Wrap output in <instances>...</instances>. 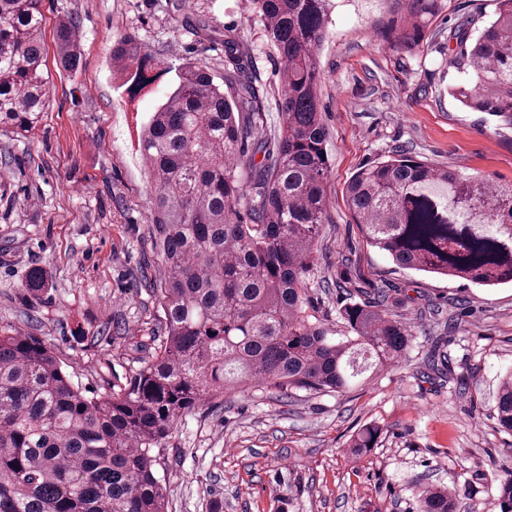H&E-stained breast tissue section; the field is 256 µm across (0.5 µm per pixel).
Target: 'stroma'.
Listing matches in <instances>:
<instances>
[{
  "instance_id": "35a3bbf8",
  "label": "stroma",
  "mask_w": 512,
  "mask_h": 512,
  "mask_svg": "<svg viewBox=\"0 0 512 512\" xmlns=\"http://www.w3.org/2000/svg\"><path fill=\"white\" fill-rule=\"evenodd\" d=\"M497 0H435L417 46L394 44L409 0H336L319 53L329 202L309 296L331 335L350 286L395 297L413 334L405 360L344 392L281 391L262 382L204 404L165 440L156 472L169 512H416L423 487L457 495L458 512H495L512 471V434L493 413L512 369V285L485 287L418 272L367 245L346 187L363 165L410 153L439 167L512 184V126L451 95L465 81L449 34L480 31ZM42 73L50 101L33 134L0 129V330L50 346L90 396L123 387L165 340L166 267L138 151L143 126L188 61L224 81L234 40L281 118L282 65L246 0H44ZM76 25L80 58L61 67L56 28ZM135 37L170 73L129 98L112 45ZM50 275L40 296L23 283ZM381 429L351 455L363 426Z\"/></svg>"
}]
</instances>
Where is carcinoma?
Instances as JSON below:
<instances>
[{"instance_id": "1", "label": "carcinoma", "mask_w": 512, "mask_h": 512, "mask_svg": "<svg viewBox=\"0 0 512 512\" xmlns=\"http://www.w3.org/2000/svg\"><path fill=\"white\" fill-rule=\"evenodd\" d=\"M43 0H0V125L29 133L49 101L42 62ZM432 0H411L398 46L418 41ZM282 63V124L260 162L244 140L264 126L261 88L232 40L224 84L188 63L145 126L139 150L152 179L151 209L167 267L166 341L118 391L86 397L43 340L0 332V512H167L155 450L189 412L224 390L261 381L281 390L331 393L366 384L404 358L407 326L383 299L346 304L347 332L331 336L308 298L315 241L327 205L328 133L318 100L317 56L334 0H251ZM469 75L452 95L512 125V0L478 35L465 22L451 35ZM57 47L77 60L75 26L60 24ZM120 86L136 95L151 72L169 69L135 38L112 46ZM231 92H224V85ZM252 191L249 223L239 206ZM348 204L369 245L408 269L481 286L512 284V185L396 154L364 165ZM23 287H49L42 269ZM512 433V371L495 405ZM380 429L353 439L361 453ZM496 506L512 512V474ZM456 495L419 491L417 512H456Z\"/></svg>"}]
</instances>
